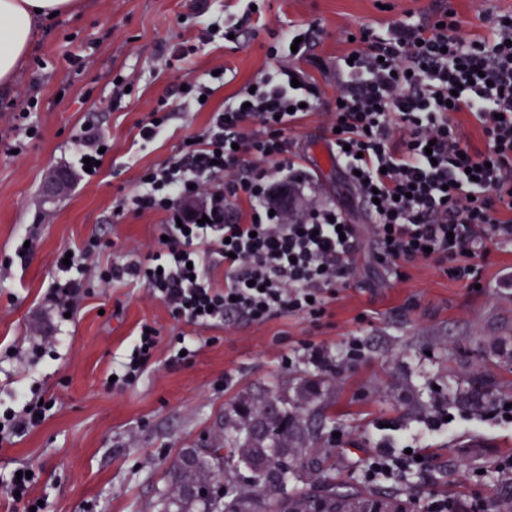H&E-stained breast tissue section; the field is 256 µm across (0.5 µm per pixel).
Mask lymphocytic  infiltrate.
<instances>
[{
	"label": "lymphocytic infiltrate",
	"mask_w": 512,
	"mask_h": 512,
	"mask_svg": "<svg viewBox=\"0 0 512 512\" xmlns=\"http://www.w3.org/2000/svg\"><path fill=\"white\" fill-rule=\"evenodd\" d=\"M265 30L275 74L226 100L119 202L124 214L163 216V248L103 269L100 285H144L174 318L206 328L325 317L355 275L360 228L301 163L291 133L310 119L356 192L381 265L403 279L408 265L431 262L479 284L488 241L512 242V23L500 16L475 33L447 0H432L386 26L340 31L331 96L318 80L326 65L310 53L313 28ZM462 113L479 143L461 134ZM159 347L158 329L138 332L116 386L136 383ZM40 399L33 392L21 412L0 414V443L40 425ZM429 467L376 448L365 480L396 484Z\"/></svg>",
	"instance_id": "f902f5d3"
}]
</instances>
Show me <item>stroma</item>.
I'll return each mask as SVG.
<instances>
[{
  "mask_svg": "<svg viewBox=\"0 0 512 512\" xmlns=\"http://www.w3.org/2000/svg\"><path fill=\"white\" fill-rule=\"evenodd\" d=\"M279 25L317 28L313 52L334 63L336 32L403 17L429 0H266ZM465 27L481 30L512 14V0H452ZM243 0H86L76 16L38 24L30 51L11 85L0 86V108L31 107L35 135L20 154L0 148V413L20 409L21 392L37 389L54 400L37 428L0 446V477L28 465L38 480L33 497L42 512H159L165 473L180 449L224 443V412L242 397L274 391L294 394L318 383L328 403L321 425V453L337 481L364 485L367 454L410 445L429 453L435 468L407 474L414 512L436 497L468 505L490 498L502 478L499 461L512 455V420L492 401L460 402L468 379L485 375L499 396L512 398V243H489L481 288L449 280L435 266L409 267L398 280L374 260L376 248L363 231L355 253L357 275L338 289L319 323L287 315L265 323L232 322L201 329L173 318L146 289L124 282L93 288L78 301L70 321L49 308L59 277L58 253L99 237L101 250L85 262L84 278L110 264L141 261L145 244L159 236L161 215H121L123 195L144 170L173 155L202 129L225 98L271 71L266 35L244 20ZM239 24L237 43L199 46L191 68H162L159 57L173 46L195 43L205 22ZM211 82L207 108L185 98V78ZM131 90L113 103L116 77ZM170 119L151 141L139 124L158 99ZM111 145L99 172L84 176L78 138L84 126ZM304 164L320 190L352 223L366 217L336 166H325L318 123L294 134ZM56 168L70 172L69 188L44 201L41 185ZM33 246L18 253L23 237ZM162 337L156 357L125 389L109 382L131 349L141 324ZM366 345L363 357L340 373L317 368L307 345L342 358L350 336ZM194 342L189 364H166L179 338ZM450 415L446 429L432 431L436 411Z\"/></svg>",
  "mask_w": 512,
  "mask_h": 512,
  "instance_id": "obj_1",
  "label": "stroma"
}]
</instances>
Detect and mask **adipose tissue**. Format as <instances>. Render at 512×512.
Returning <instances> with one entry per match:
<instances>
[{"mask_svg": "<svg viewBox=\"0 0 512 512\" xmlns=\"http://www.w3.org/2000/svg\"><path fill=\"white\" fill-rule=\"evenodd\" d=\"M81 7V0H0V85L12 82L39 22Z\"/></svg>", "mask_w": 512, "mask_h": 512, "instance_id": "1", "label": "adipose tissue"}]
</instances>
